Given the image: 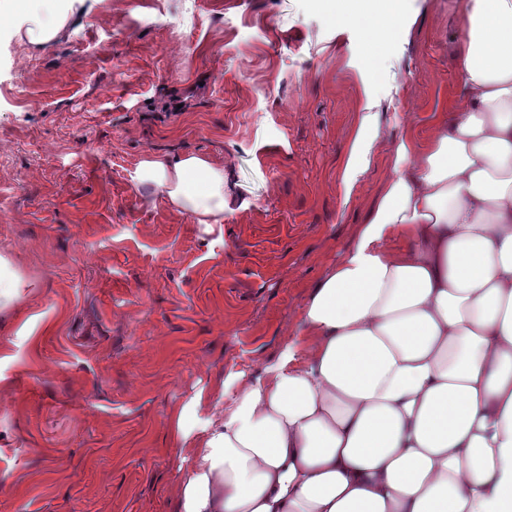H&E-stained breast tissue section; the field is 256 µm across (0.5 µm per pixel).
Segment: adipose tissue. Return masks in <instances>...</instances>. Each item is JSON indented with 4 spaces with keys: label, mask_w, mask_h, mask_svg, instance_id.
I'll return each mask as SVG.
<instances>
[{
    "label": "adipose tissue",
    "mask_w": 512,
    "mask_h": 512,
    "mask_svg": "<svg viewBox=\"0 0 512 512\" xmlns=\"http://www.w3.org/2000/svg\"><path fill=\"white\" fill-rule=\"evenodd\" d=\"M63 0H0L32 45ZM460 89L424 148L401 139L353 247L305 301L262 376L169 419L190 443L176 512H512V0H467ZM365 96L339 177L350 201L375 137ZM134 182L210 226L222 164L149 153ZM33 280L0 250V311Z\"/></svg>",
    "instance_id": "obj_1"
}]
</instances>
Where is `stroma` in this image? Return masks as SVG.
Wrapping results in <instances>:
<instances>
[{
    "mask_svg": "<svg viewBox=\"0 0 512 512\" xmlns=\"http://www.w3.org/2000/svg\"><path fill=\"white\" fill-rule=\"evenodd\" d=\"M465 3L402 0L377 44L326 0H74L42 46L0 24V247L37 284L0 312V512H175L170 413L275 360L458 91ZM367 91L375 161L344 207ZM149 152L223 164V225L136 188Z\"/></svg>",
    "mask_w": 512,
    "mask_h": 512,
    "instance_id": "1",
    "label": "stroma"
}]
</instances>
